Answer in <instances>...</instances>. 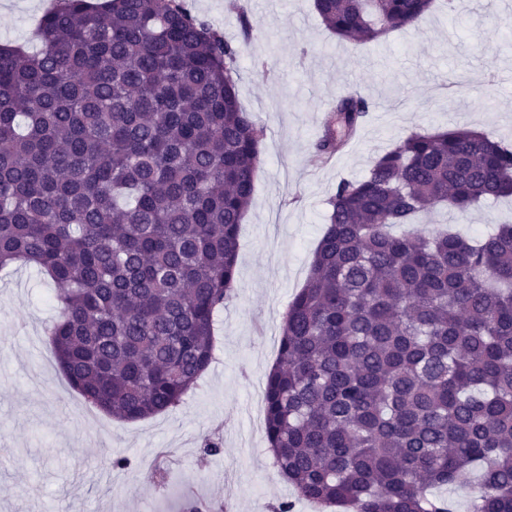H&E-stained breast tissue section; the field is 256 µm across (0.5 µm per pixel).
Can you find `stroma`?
Returning <instances> with one entry per match:
<instances>
[{"label": "stroma", "instance_id": "1", "mask_svg": "<svg viewBox=\"0 0 512 512\" xmlns=\"http://www.w3.org/2000/svg\"><path fill=\"white\" fill-rule=\"evenodd\" d=\"M48 0H0V43L41 46ZM239 44V100L263 130L262 163L239 232L236 288L216 317L214 359L177 408L112 418L63 376L46 328L54 287L19 263L0 270V512H273L298 499L271 459L264 390L288 304L306 284L328 200L396 141L419 130L478 128L512 144V0H455L366 45L339 39L313 0H189ZM371 112L327 162L313 144L336 97ZM512 220V199L466 217L424 214L480 237ZM219 441V453L203 447ZM126 469L104 478L108 456Z\"/></svg>", "mask_w": 512, "mask_h": 512}]
</instances>
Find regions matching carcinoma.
Listing matches in <instances>:
<instances>
[{
	"label": "carcinoma",
	"mask_w": 512,
	"mask_h": 512,
	"mask_svg": "<svg viewBox=\"0 0 512 512\" xmlns=\"http://www.w3.org/2000/svg\"><path fill=\"white\" fill-rule=\"evenodd\" d=\"M435 0H314L338 38L378 42ZM41 50L0 45V269L55 285L48 330L84 399L134 421L179 406L214 354L263 130L239 45L188 0H53ZM370 110L330 109V158ZM512 196V147L415 131L329 198L266 381V437L299 498L344 512H512V225L474 241L406 230Z\"/></svg>",
	"instance_id": "cac0c4a2"
}]
</instances>
